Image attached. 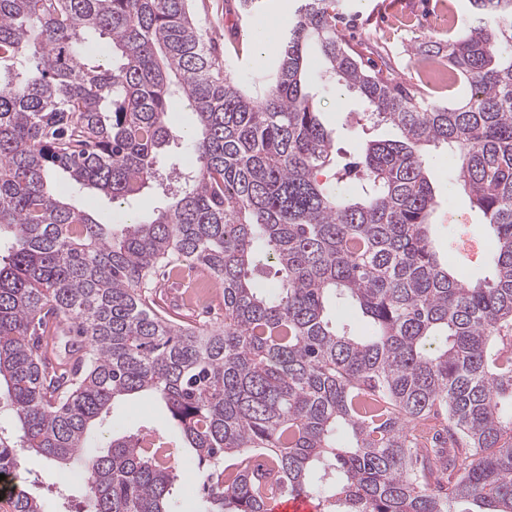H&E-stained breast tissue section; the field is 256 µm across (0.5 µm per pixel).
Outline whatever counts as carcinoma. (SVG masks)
Instances as JSON below:
<instances>
[{"label":"carcinoma","instance_id":"carcinoma-1","mask_svg":"<svg viewBox=\"0 0 512 512\" xmlns=\"http://www.w3.org/2000/svg\"><path fill=\"white\" fill-rule=\"evenodd\" d=\"M468 2L472 22L424 46L462 89L432 106L363 66L332 0H299L254 91L224 75L189 0H0V474L34 451L89 475L58 488L61 512L81 491L87 512H172L166 437L85 451L113 401L145 392L197 463L198 512L315 492L320 512H512V0ZM311 47L367 121L400 131L366 144L350 194L340 169L318 179L335 160ZM176 95L194 136L167 123ZM440 144L493 230L489 281L459 280L432 245ZM171 146L196 160L174 186ZM59 179L124 210L152 188L168 204L114 233ZM183 261L224 284L221 322L155 300L156 271ZM60 324L80 338L72 373L41 345ZM9 507L43 512L24 488Z\"/></svg>","mask_w":512,"mask_h":512}]
</instances>
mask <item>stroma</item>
<instances>
[{
    "label": "stroma",
    "mask_w": 512,
    "mask_h": 512,
    "mask_svg": "<svg viewBox=\"0 0 512 512\" xmlns=\"http://www.w3.org/2000/svg\"><path fill=\"white\" fill-rule=\"evenodd\" d=\"M392 9L382 11L380 0H336V28L351 43L356 44L366 64L381 69L393 82L407 89L424 90L431 104L442 105L452 98L448 86H422L419 70L428 60L419 45L432 41L426 26L428 18L447 16L455 12L458 23H465L470 9L468 0H391ZM295 8V0H262L260 10L243 30H236L235 17L227 10V0H194L197 20L204 26L208 45L214 54L222 56L227 73L235 79L248 80L251 71L269 65L270 57L259 54V33L271 27H284ZM309 90L322 122L333 129L338 163L355 161L366 139L398 138L399 132L383 124L368 131L356 125L354 114L362 103L355 92L337 88L321 75H313ZM428 168L434 178L438 209L433 245L449 264L458 267L463 280L477 281L492 275L485 260L495 250L492 231L481 222L456 183L454 160L446 151L430 150ZM153 428L159 433L180 439L181 434L170 428L164 407L147 396H134L117 401L111 409V420L94 430L91 447L106 449L113 435L134 433ZM17 479L39 489L45 512H58L55 493L63 481L58 466L43 456L25 454L15 472Z\"/></svg>",
    "instance_id": "1"
}]
</instances>
